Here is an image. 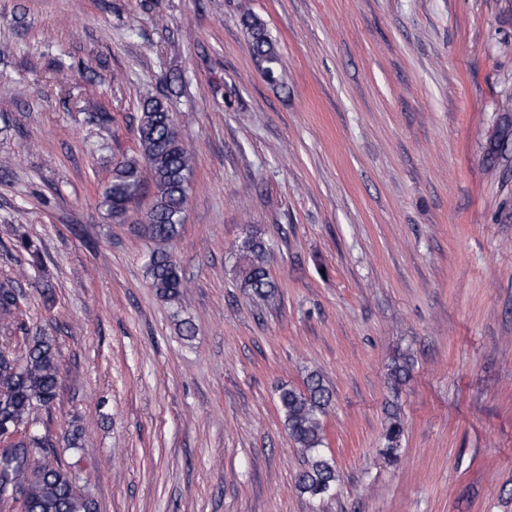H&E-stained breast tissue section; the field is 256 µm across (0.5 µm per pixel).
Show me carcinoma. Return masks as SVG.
Returning a JSON list of instances; mask_svg holds the SVG:
<instances>
[{
  "label": "carcinoma",
  "mask_w": 512,
  "mask_h": 512,
  "mask_svg": "<svg viewBox=\"0 0 512 512\" xmlns=\"http://www.w3.org/2000/svg\"><path fill=\"white\" fill-rule=\"evenodd\" d=\"M243 24L251 39L253 55L263 64L264 75L276 81L280 58L266 25L251 14L243 17ZM136 137L138 154L114 171L103 204L113 219H124L141 193V164L149 167L153 202L140 232L158 245L149 262L151 287L160 298L174 301L181 296L185 284L180 264L165 245L180 235L193 157L167 105L158 96L141 104ZM13 249L27 254L35 266L42 263L39 245L25 233L15 235ZM268 254L266 242L256 235L246 236L236 247L234 271L240 287L263 302H272L277 295L267 267ZM19 297L13 281H0V324L8 329L15 323ZM409 371L407 360L391 365L389 380L393 393L399 392ZM60 373V353L53 337L36 332L25 337L18 349L6 339L0 342L1 509L18 504L24 512H97L92 496L81 493L76 486L78 462L49 464L45 458L56 447L52 436L26 430L36 411L49 413L54 407ZM331 399L323 376L315 371L308 374L304 389L283 387L279 393V410L289 436L306 458L298 485L302 493L312 498L332 495L338 483L334 462L323 450V417ZM387 414L388 427L380 452L394 458L400 448L404 423L397 406H391Z\"/></svg>",
  "instance_id": "obj_1"
}]
</instances>
